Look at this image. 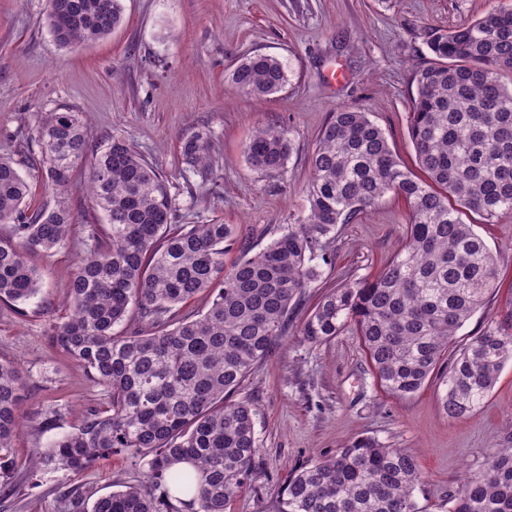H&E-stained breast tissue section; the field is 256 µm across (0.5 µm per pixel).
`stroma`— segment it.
Returning <instances> with one entry per match:
<instances>
[{
    "instance_id": "1",
    "label": "stroma",
    "mask_w": 512,
    "mask_h": 512,
    "mask_svg": "<svg viewBox=\"0 0 512 512\" xmlns=\"http://www.w3.org/2000/svg\"><path fill=\"white\" fill-rule=\"evenodd\" d=\"M501 2L123 0L122 25L73 51L58 45L44 23L48 0H0V155L12 158L31 184L32 208L50 209L63 199L75 223H103L83 190L85 171L75 172L66 192L44 186L33 139L47 113H86L91 145L123 137L169 178L176 223L217 220L263 246L281 225L307 212L310 157L337 108L368 112L400 160L415 167L408 112L416 94L413 75L432 59L429 29L475 20ZM251 51L283 61L290 76L284 92L258 99L226 81V70ZM272 122L289 130L293 151L281 176L262 178L247 164L244 147L253 130ZM200 129L213 141V170L205 178L180 157L182 139ZM409 219L404 202L390 198L338 225L321 278L295 303L287 335L238 393L260 411L262 455L258 479L226 512H278L295 471L359 437L413 450L422 472L416 502L423 512H449L464 474L479 473L486 455L512 440V363L476 415L451 419L440 405L439 380L401 399L380 386L352 332L320 345L300 334L303 320L338 280L386 266L404 242ZM476 230L496 258L503 286L459 330L462 342L512 298V219ZM86 248L78 236L35 257L41 294L23 309L0 310V356L17 359L26 375L13 489L0 491V512H63V497L74 487L97 498L147 479L146 468H132L121 456L98 460L76 478L48 470L33 479L27 470L34 450L71 430L82 410L104 397L49 337L66 315L68 270Z\"/></svg>"
}]
</instances>
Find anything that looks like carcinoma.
Returning a JSON list of instances; mask_svg holds the SVG:
<instances>
[{"instance_id": "cac0c4a2", "label": "carcinoma", "mask_w": 512, "mask_h": 512, "mask_svg": "<svg viewBox=\"0 0 512 512\" xmlns=\"http://www.w3.org/2000/svg\"><path fill=\"white\" fill-rule=\"evenodd\" d=\"M46 20L62 47L95 44L123 22L121 0H48ZM434 62L414 73L408 137L420 172L404 165L385 132L357 107L334 112L311 159L309 212L261 249L233 225L174 224L172 183L125 139L88 149L82 112H50L37 126L45 184L67 189L89 170L85 191L104 215L82 225L91 246L69 273L67 316L53 342L107 398L82 414L29 463L30 471L79 476L100 458L122 455L149 468L88 506L77 486L64 512H226L256 477L260 413L232 400L252 368L288 330L292 306L321 276L315 263L349 224L388 197L410 212L404 244L374 277H346L301 324L321 344L348 329L360 336L380 385L398 398L433 376L451 419L479 412L512 361V302L461 347L458 330L499 288L494 254L475 224L512 217V5L459 26L433 28ZM257 98L279 94L288 71L276 56L243 54L227 74ZM290 132L257 128L245 146L261 177L285 169ZM212 139L197 131L180 146L182 162L207 176ZM30 185L0 156V306L15 309L42 290L32 257L67 246L68 206L30 210ZM472 213L477 222H466ZM235 252L231 264L224 256ZM200 295L198 314L181 313ZM24 384L18 362L0 358V478L21 427ZM415 455L366 437L305 465L289 480L279 512H420ZM452 512H512V446L496 448L452 498Z\"/></svg>"}]
</instances>
